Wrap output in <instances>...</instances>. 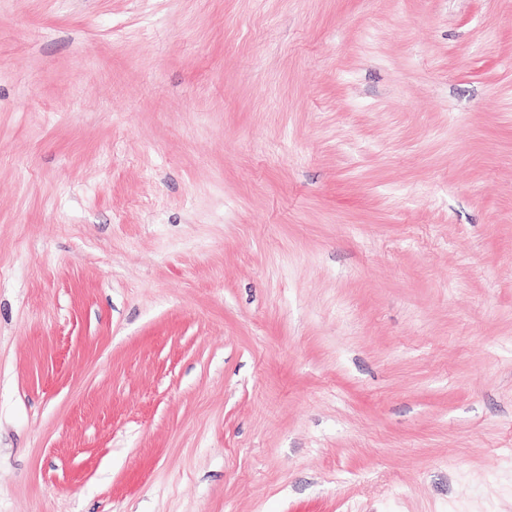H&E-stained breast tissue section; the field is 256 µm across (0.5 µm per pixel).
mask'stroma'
<instances>
[{
    "instance_id": "35a3bbf8",
    "label": "stroma",
    "mask_w": 512,
    "mask_h": 512,
    "mask_svg": "<svg viewBox=\"0 0 512 512\" xmlns=\"http://www.w3.org/2000/svg\"><path fill=\"white\" fill-rule=\"evenodd\" d=\"M0 512H512V0H0Z\"/></svg>"
}]
</instances>
